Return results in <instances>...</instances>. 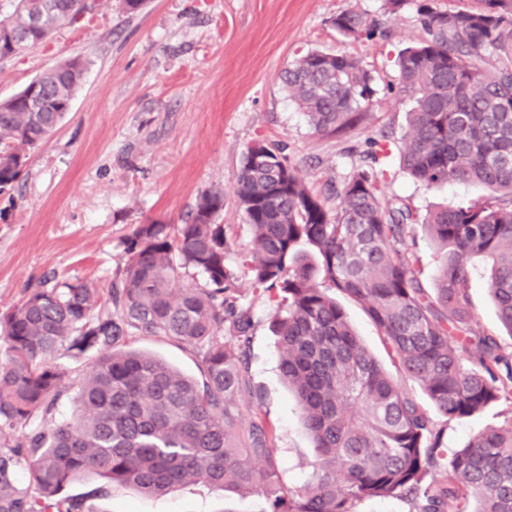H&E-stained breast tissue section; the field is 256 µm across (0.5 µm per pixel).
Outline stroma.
<instances>
[{
  "mask_svg": "<svg viewBox=\"0 0 512 512\" xmlns=\"http://www.w3.org/2000/svg\"><path fill=\"white\" fill-rule=\"evenodd\" d=\"M353 8L378 20L385 35L349 43L332 25ZM422 29L413 4L397 13L384 0H147L130 14L121 0H103L51 38L0 62V100L22 91L44 70L70 57L89 64L69 112L44 142L29 148L20 181L0 196V312L16 305L43 277L97 288L101 313L112 312L108 288L122 274L124 241L138 224L183 223L198 196L221 188L228 196L218 221L229 243L226 264L237 276L239 303L254 329L248 348L249 392L238 410L259 415L280 459L281 485L293 489L315 466L312 441L280 369L275 309L246 267L252 232L231 194L241 160L254 143L285 146L300 176L317 194L341 184L363 158L366 142L382 139L388 155V197L418 216L445 203L483 196L471 183L432 189L399 167L409 98L380 96L362 120L335 137L316 134L289 99L281 72L310 50L358 56L379 85L395 82L400 50ZM472 326L502 334L478 261L469 282ZM132 349L162 359L203 382L196 354L163 336L130 337ZM508 402L443 427L449 447L501 425ZM95 512H268L260 494L223 492L187 480L167 494L144 497L116 485L92 500Z\"/></svg>",
  "mask_w": 512,
  "mask_h": 512,
  "instance_id": "obj_1",
  "label": "stroma"
}]
</instances>
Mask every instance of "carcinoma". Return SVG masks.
<instances>
[{
    "label": "carcinoma",
    "instance_id": "1",
    "mask_svg": "<svg viewBox=\"0 0 512 512\" xmlns=\"http://www.w3.org/2000/svg\"><path fill=\"white\" fill-rule=\"evenodd\" d=\"M419 0L424 37L400 51L395 92L412 101L402 165L428 188L478 183L486 195L423 219L438 249L435 287L419 277L406 244L417 221L386 197L373 169H354L331 209L280 146L248 148L233 194L252 229L247 260L277 311L281 370L313 442L316 468L295 492L278 480V459L255 419L246 441L235 404L247 386L243 347L250 313L238 304L217 217L224 191L202 194L183 224H139L124 242L123 277L96 312L97 289L44 278L0 313V512H92L66 488L98 476L141 495L186 479L221 491L257 492L271 512H356L368 498H399L412 512H512V417L461 448L401 381L363 346L337 296L359 303L399 376L419 385L446 421L512 401V349L470 325L473 262L489 266V292L512 337V6L441 12ZM95 5L20 0L0 20V60L46 40ZM348 42L373 39L375 21L347 8L332 20ZM86 61L66 59L0 102V195L21 178L26 149L69 110ZM281 81L322 136L349 129L381 89L356 55L308 51ZM202 276L201 285L184 279ZM166 336L196 351L206 382L123 346L134 335ZM94 358L79 386L78 413L52 422L69 383L59 352ZM41 417L52 426L28 429ZM25 468L29 487L17 483Z\"/></svg>",
    "mask_w": 512,
    "mask_h": 512
}]
</instances>
